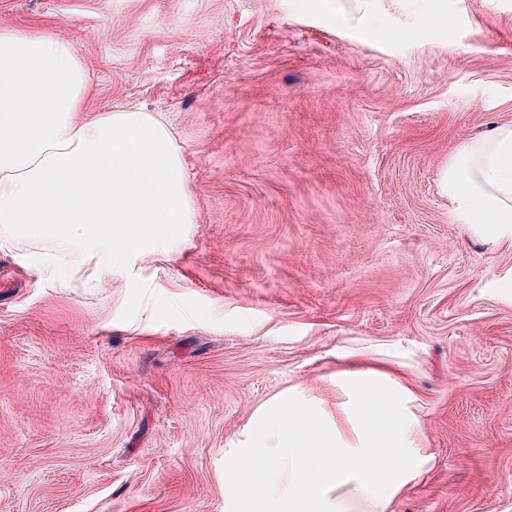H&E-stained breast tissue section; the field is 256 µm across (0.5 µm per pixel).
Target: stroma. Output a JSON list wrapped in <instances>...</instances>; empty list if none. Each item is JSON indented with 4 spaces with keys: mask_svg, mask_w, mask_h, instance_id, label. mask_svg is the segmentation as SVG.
<instances>
[{
    "mask_svg": "<svg viewBox=\"0 0 512 512\" xmlns=\"http://www.w3.org/2000/svg\"><path fill=\"white\" fill-rule=\"evenodd\" d=\"M72 42L90 112L164 113L196 222L59 287L0 249V512H229L224 468L339 357L398 362L440 463L398 512H512V240L440 174L512 124V0H0Z\"/></svg>",
    "mask_w": 512,
    "mask_h": 512,
    "instance_id": "stroma-1",
    "label": "stroma"
}]
</instances>
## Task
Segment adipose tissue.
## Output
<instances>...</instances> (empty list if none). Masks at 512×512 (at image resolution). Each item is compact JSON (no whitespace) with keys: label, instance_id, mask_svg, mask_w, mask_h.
Masks as SVG:
<instances>
[{"label":"adipose tissue","instance_id":"1","mask_svg":"<svg viewBox=\"0 0 512 512\" xmlns=\"http://www.w3.org/2000/svg\"><path fill=\"white\" fill-rule=\"evenodd\" d=\"M74 45L0 29V247L42 280L111 282L131 257L174 253L196 220L182 149L161 113L86 112ZM458 223L512 237V124L461 143L441 174ZM335 421L298 392L255 422V447L224 471L238 512H396L439 458L397 373L348 364Z\"/></svg>","mask_w":512,"mask_h":512}]
</instances>
